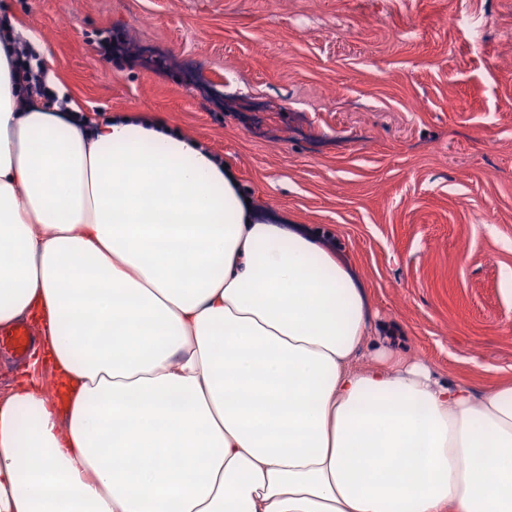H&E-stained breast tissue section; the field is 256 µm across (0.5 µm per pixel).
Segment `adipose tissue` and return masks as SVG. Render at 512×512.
Returning <instances> with one entry per match:
<instances>
[{"mask_svg":"<svg viewBox=\"0 0 512 512\" xmlns=\"http://www.w3.org/2000/svg\"><path fill=\"white\" fill-rule=\"evenodd\" d=\"M22 96L0 39V326L51 371L0 395V512H512V381L379 347L349 262L164 121ZM9 338L4 337L3 342L9 341L13 344L16 353L21 358L31 356L34 347V331L31 325L27 323H16L11 328Z\"/></svg>","mask_w":512,"mask_h":512,"instance_id":"ef3b65f1","label":"adipose tissue"}]
</instances>
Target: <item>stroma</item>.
Instances as JSON below:
<instances>
[{"label":"stroma","instance_id":"stroma-1","mask_svg":"<svg viewBox=\"0 0 512 512\" xmlns=\"http://www.w3.org/2000/svg\"><path fill=\"white\" fill-rule=\"evenodd\" d=\"M487 17L473 42L461 10ZM82 112L159 117L344 252L442 377L512 379V0H0ZM144 64L103 59L98 32Z\"/></svg>","mask_w":512,"mask_h":512}]
</instances>
